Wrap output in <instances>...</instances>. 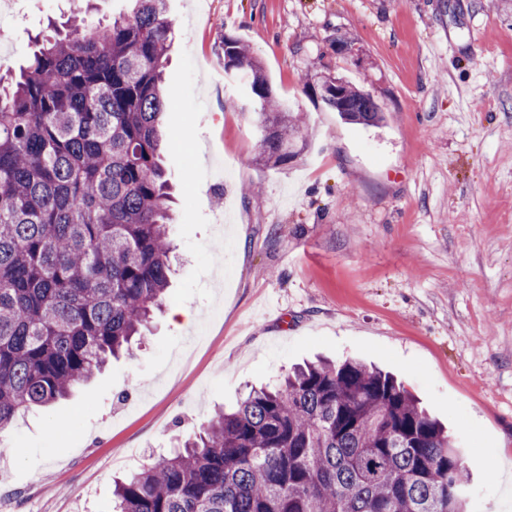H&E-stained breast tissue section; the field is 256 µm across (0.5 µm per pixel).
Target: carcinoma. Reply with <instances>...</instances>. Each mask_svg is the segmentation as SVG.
<instances>
[{"label":"carcinoma","instance_id":"carcinoma-1","mask_svg":"<svg viewBox=\"0 0 512 512\" xmlns=\"http://www.w3.org/2000/svg\"><path fill=\"white\" fill-rule=\"evenodd\" d=\"M104 24L50 25L27 66L0 78V435L109 358L134 356L172 273L160 164L172 21L132 0ZM224 68L256 105L266 163L308 146L306 117L224 38ZM352 124L381 105L342 81ZM112 512H468L467 459L392 375L318 360L252 388L115 484Z\"/></svg>","mask_w":512,"mask_h":512}]
</instances>
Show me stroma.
<instances>
[{
	"label": "stroma",
	"instance_id": "1",
	"mask_svg": "<svg viewBox=\"0 0 512 512\" xmlns=\"http://www.w3.org/2000/svg\"><path fill=\"white\" fill-rule=\"evenodd\" d=\"M72 0H0V74ZM178 261L134 358L0 436V512H107L114 478L321 355L396 375L461 441L472 512H512V0H168ZM354 42L336 50L337 32ZM243 39L312 146L262 158L221 62ZM379 101L343 122L314 60Z\"/></svg>",
	"mask_w": 512,
	"mask_h": 512
}]
</instances>
